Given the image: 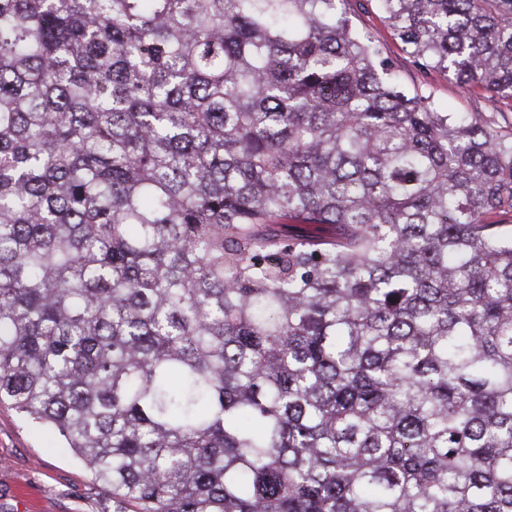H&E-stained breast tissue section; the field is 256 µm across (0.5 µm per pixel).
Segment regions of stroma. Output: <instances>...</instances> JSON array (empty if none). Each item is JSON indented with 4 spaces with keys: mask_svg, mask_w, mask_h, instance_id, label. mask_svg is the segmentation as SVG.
<instances>
[{
    "mask_svg": "<svg viewBox=\"0 0 512 512\" xmlns=\"http://www.w3.org/2000/svg\"><path fill=\"white\" fill-rule=\"evenodd\" d=\"M352 21L369 31L400 69L407 90L443 112H483L477 95L440 73L423 75L381 20L372 0H353ZM0 512H112V498L71 449L51 441L9 406L0 407Z\"/></svg>",
    "mask_w": 512,
    "mask_h": 512,
    "instance_id": "stroma-1",
    "label": "stroma"
}]
</instances>
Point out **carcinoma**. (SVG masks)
<instances>
[{
  "instance_id": "cac0c4a2",
  "label": "carcinoma",
  "mask_w": 512,
  "mask_h": 512,
  "mask_svg": "<svg viewBox=\"0 0 512 512\" xmlns=\"http://www.w3.org/2000/svg\"><path fill=\"white\" fill-rule=\"evenodd\" d=\"M375 2L493 111L349 0H0V404L113 512H512V0ZM353 1V24L358 29L367 30L376 38L385 52L400 69L401 80L407 90L418 89L429 95L434 106L442 112H488L484 99L473 94L462 92L457 84L440 73H432L427 77L419 71L402 48L390 29L381 20L374 8V1Z\"/></svg>"
}]
</instances>
